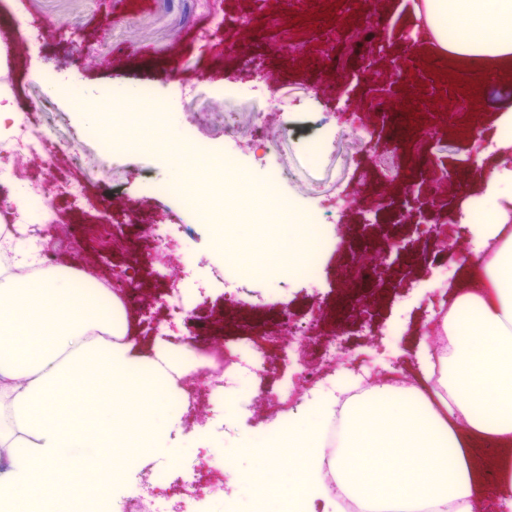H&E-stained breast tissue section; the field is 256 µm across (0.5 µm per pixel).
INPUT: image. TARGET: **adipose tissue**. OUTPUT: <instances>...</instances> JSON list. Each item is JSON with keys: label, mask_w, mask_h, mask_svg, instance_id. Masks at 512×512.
<instances>
[{"label": "adipose tissue", "mask_w": 512, "mask_h": 512, "mask_svg": "<svg viewBox=\"0 0 512 512\" xmlns=\"http://www.w3.org/2000/svg\"><path fill=\"white\" fill-rule=\"evenodd\" d=\"M424 23L436 53L512 71V0H425ZM48 91L89 128L116 104L103 92L93 111L87 88L54 82ZM457 219L475 232L448 256L457 271L441 323L450 348L418 347L416 385L365 390L348 376L305 393V414L282 413L252 433L249 447L287 450L288 488L301 498L337 489L367 512H512V109L498 114ZM45 261L26 225L0 226V512H73L58 486L90 475L109 489L89 494L88 512H117L111 487L171 452L188 370L164 338L146 355L133 347L115 293ZM90 381L126 397L90 416L77 398ZM332 431L340 450L329 458ZM71 448L89 449L82 470ZM325 468L335 488L322 484Z\"/></svg>", "instance_id": "obj_1"}]
</instances>
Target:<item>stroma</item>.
Returning <instances> with one entry per match:
<instances>
[{
  "mask_svg": "<svg viewBox=\"0 0 512 512\" xmlns=\"http://www.w3.org/2000/svg\"><path fill=\"white\" fill-rule=\"evenodd\" d=\"M424 9V0H28L46 26L14 28L0 55V84L13 88L37 148L24 182L65 187L38 236L66 225L64 262L95 278L134 273L135 338L164 335L198 359L219 346L226 365L249 369L234 390L209 377L200 390L207 414L182 427L207 429L213 447L158 463L168 486L223 474L217 494L186 498L185 512H214L220 500L235 512L239 475L261 468L267 476L252 494L287 484L280 461L261 465V449L247 445L274 420L257 411L256 395L293 409L312 368L322 383L365 371L410 386L412 336L429 344L443 335L436 321L457 274L435 245L454 250L472 237L453 220L472 153L467 130L494 133L496 114L512 108V75L463 71L427 49L407 54ZM141 46L170 65L169 78L142 64ZM92 54L103 64L89 65ZM48 76L102 89L150 83L154 104L118 108L92 131L47 93ZM456 77L468 94L451 87ZM197 150L272 176L268 197L247 205L237 186L219 189L226 252L253 248L260 275L225 277L200 210L159 193L185 180L180 165ZM144 214L160 219L173 247L166 264L140 262L152 250ZM311 217L325 231L309 256L313 273H289L306 240L291 228ZM355 261L371 275L354 287ZM286 319L307 326V341L287 335ZM257 351L264 365H254Z\"/></svg>",
  "mask_w": 512,
  "mask_h": 512,
  "instance_id": "stroma-1",
  "label": "stroma"
}]
</instances>
